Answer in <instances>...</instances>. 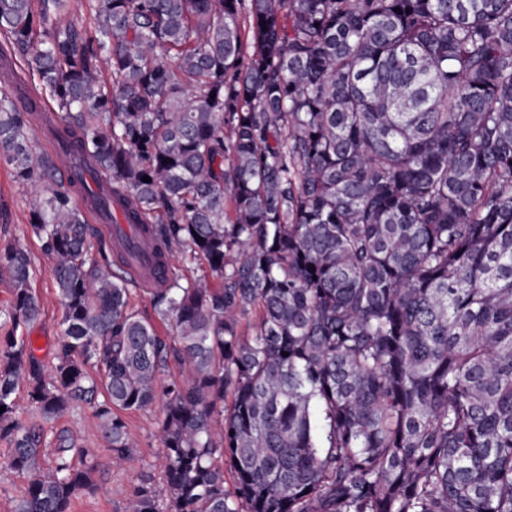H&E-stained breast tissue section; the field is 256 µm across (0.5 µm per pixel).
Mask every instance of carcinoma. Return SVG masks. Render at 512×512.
<instances>
[{"label": "carcinoma", "instance_id": "carcinoma-1", "mask_svg": "<svg viewBox=\"0 0 512 512\" xmlns=\"http://www.w3.org/2000/svg\"><path fill=\"white\" fill-rule=\"evenodd\" d=\"M86 2L77 25L73 0H0V57L101 185L60 175L39 99L0 90V158L63 306L48 368L18 335L41 314L31 259L0 248L15 512L96 489V449L46 423L91 406L122 465L123 414L159 397L164 488L141 473L125 512H512V0ZM78 194L155 243L154 318L124 249L90 252Z\"/></svg>", "mask_w": 512, "mask_h": 512}]
</instances>
